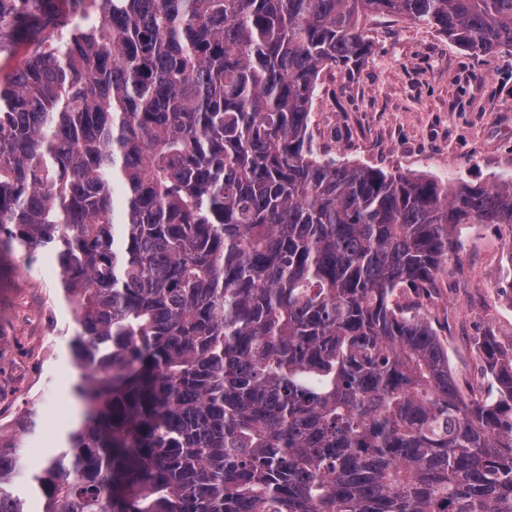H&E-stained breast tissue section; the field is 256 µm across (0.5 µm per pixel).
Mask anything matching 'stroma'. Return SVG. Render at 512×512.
<instances>
[{
    "instance_id": "35a3bbf8",
    "label": "stroma",
    "mask_w": 512,
    "mask_h": 512,
    "mask_svg": "<svg viewBox=\"0 0 512 512\" xmlns=\"http://www.w3.org/2000/svg\"><path fill=\"white\" fill-rule=\"evenodd\" d=\"M365 28L374 51L354 72L324 69L312 104L313 144L336 161L387 173L490 184L512 174V52L475 56L418 21L377 15ZM463 232L457 256L425 295L396 301L417 309L448 345L461 386L480 373L476 340L512 334V294L502 286L512 234L491 224ZM76 324L47 257L0 263V375L29 362L35 388L16 396V416L32 418L20 442L26 458L13 482L31 512L40 498L32 476L61 445L80 411L69 343Z\"/></svg>"
}]
</instances>
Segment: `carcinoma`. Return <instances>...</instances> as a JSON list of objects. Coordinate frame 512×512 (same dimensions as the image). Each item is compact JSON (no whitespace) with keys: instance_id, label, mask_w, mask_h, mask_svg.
<instances>
[{"instance_id":"obj_1","label":"carcinoma","mask_w":512,"mask_h":512,"mask_svg":"<svg viewBox=\"0 0 512 512\" xmlns=\"http://www.w3.org/2000/svg\"><path fill=\"white\" fill-rule=\"evenodd\" d=\"M0 0V253L53 255L82 419L37 512H512V336L494 396L392 297L512 178L317 156L321 71L376 14L512 52V0ZM0 433V512L20 466Z\"/></svg>"}]
</instances>
